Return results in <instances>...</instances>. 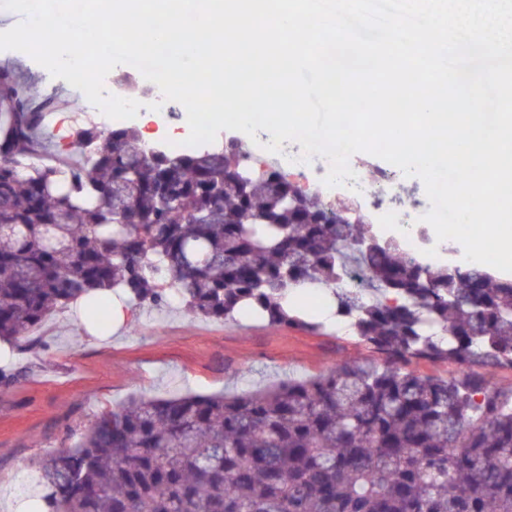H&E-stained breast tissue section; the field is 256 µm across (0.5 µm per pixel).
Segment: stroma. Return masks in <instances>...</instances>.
Here are the masks:
<instances>
[{"label":"stroma","instance_id":"35a3bbf8","mask_svg":"<svg viewBox=\"0 0 512 512\" xmlns=\"http://www.w3.org/2000/svg\"><path fill=\"white\" fill-rule=\"evenodd\" d=\"M9 65L43 93L72 105L46 115L50 150H76L75 130L100 123L102 113L65 80L52 77L29 54L0 50ZM365 177L381 171L393 180L397 201L428 207L422 181L394 165L359 152ZM121 334L90 337L76 311H57L30 338L18 343L10 368L13 381L0 384V499L35 484L37 460L70 445L102 406L135 395L240 393L288 378L329 371L339 360H375L353 332L333 326L272 327L239 317L213 320L179 307L131 306Z\"/></svg>","mask_w":512,"mask_h":512}]
</instances>
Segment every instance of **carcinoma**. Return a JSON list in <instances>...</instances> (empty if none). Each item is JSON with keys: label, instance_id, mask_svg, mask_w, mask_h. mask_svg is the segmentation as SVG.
Instances as JSON below:
<instances>
[{"label": "carcinoma", "instance_id": "1", "mask_svg": "<svg viewBox=\"0 0 512 512\" xmlns=\"http://www.w3.org/2000/svg\"><path fill=\"white\" fill-rule=\"evenodd\" d=\"M69 103L0 67V343L77 305L104 334L97 295L139 306L305 325L285 292L314 285L379 361L239 394L130 398L39 463L43 512H512V388L432 379L413 359L512 367V280L432 264L341 204L259 171L237 142L145 154L131 125L76 130L51 162L45 113ZM25 173H19L22 165ZM372 240L358 254L352 241ZM361 273L369 297L346 288Z\"/></svg>", "mask_w": 512, "mask_h": 512}]
</instances>
